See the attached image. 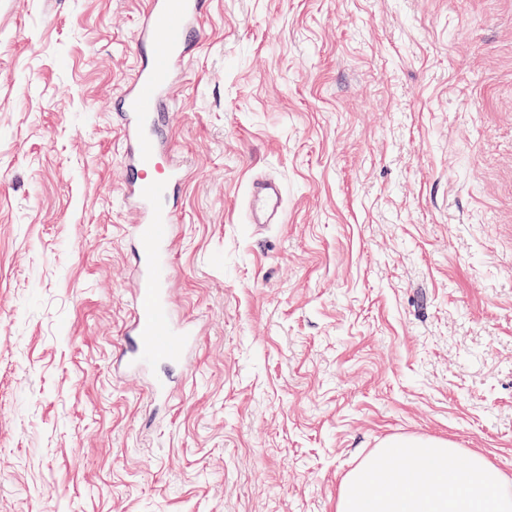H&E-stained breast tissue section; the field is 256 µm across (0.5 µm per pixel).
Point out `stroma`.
<instances>
[{
    "instance_id": "obj_1",
    "label": "stroma",
    "mask_w": 512,
    "mask_h": 512,
    "mask_svg": "<svg viewBox=\"0 0 512 512\" xmlns=\"http://www.w3.org/2000/svg\"><path fill=\"white\" fill-rule=\"evenodd\" d=\"M146 4L0 0V512H335L405 436L512 477V0H209L166 117L198 335L164 404L119 358ZM245 222L255 227L286 221V202L280 180L271 174L254 175L246 188Z\"/></svg>"
}]
</instances>
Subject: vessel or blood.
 <instances>
[{
  "instance_id": "vessel-or-blood-1",
  "label": "vessel or blood",
  "mask_w": 512,
  "mask_h": 512,
  "mask_svg": "<svg viewBox=\"0 0 512 512\" xmlns=\"http://www.w3.org/2000/svg\"><path fill=\"white\" fill-rule=\"evenodd\" d=\"M202 20L201 0H147L134 34L141 62L120 106L127 158L123 187L137 213L133 233L139 275L132 321L121 349L122 362L132 369L184 365L195 340L192 323L175 321L167 293L172 276V203L184 172L168 158L163 121L178 72L201 36ZM244 216L246 223L257 227L285 223L284 190L276 176L259 173L250 179Z\"/></svg>"
}]
</instances>
